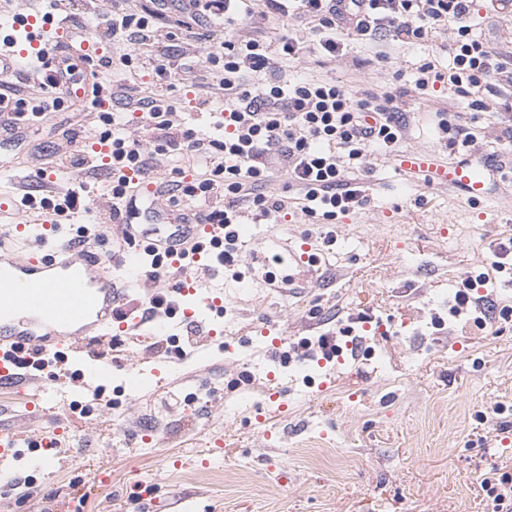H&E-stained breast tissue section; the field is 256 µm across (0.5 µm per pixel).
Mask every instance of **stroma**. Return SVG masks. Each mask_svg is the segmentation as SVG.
<instances>
[{"instance_id": "stroma-1", "label": "stroma", "mask_w": 512, "mask_h": 512, "mask_svg": "<svg viewBox=\"0 0 512 512\" xmlns=\"http://www.w3.org/2000/svg\"><path fill=\"white\" fill-rule=\"evenodd\" d=\"M286 23L269 14L228 32L270 40ZM196 29L205 40L228 33L206 21ZM158 46L188 65L167 90L177 122L216 135L221 101L184 97L204 57L164 38ZM426 57L447 67V34L414 45L352 41L347 64L313 54L280 81L333 77L356 94L387 93L404 115L402 146L411 152L451 162L512 152L482 139L448 148L437 110L452 108L470 127L485 125L486 116L464 99L418 94L415 65ZM70 128L88 140L105 125L97 109L73 106L35 119L22 143H0V194L14 200L0 214V238L14 225L37 223L16 205L23 194L42 198L74 177L37 174L44 155L67 151L62 133ZM76 177L96 201L79 220L95 226L102 250L111 251L117 226L106 171L88 165ZM362 184L364 208L332 224L242 209L236 264L217 279L225 332L197 344L190 360L134 358L112 339L99 342L109 359L100 384L111 390L136 378L129 401L138 414L170 404L157 440L114 435L105 413L70 412L50 398L29 411L20 395H0V426L24 412L30 428H50L53 408L63 413L71 448L65 463L44 466L31 482L30 457L13 461L24 482L0 487V512H487L480 487L487 463L512 471V182L497 180L474 204L457 188L399 171L393 155L375 149ZM496 259L502 271L492 270ZM287 272L292 292L267 285V275ZM480 274L489 277L480 307L458 309L462 282ZM329 333L341 346L362 340V357L319 366L320 351L302 344ZM272 336L286 337L280 352H272ZM206 384L215 395L198 399ZM496 404L502 414L491 413ZM259 413L262 431L254 426ZM144 481L155 484L154 495L133 499V486Z\"/></svg>"}]
</instances>
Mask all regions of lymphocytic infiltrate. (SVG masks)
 I'll list each match as a JSON object with an SVG mask.
<instances>
[{
	"instance_id": "1",
	"label": "lymphocytic infiltrate",
	"mask_w": 512,
	"mask_h": 512,
	"mask_svg": "<svg viewBox=\"0 0 512 512\" xmlns=\"http://www.w3.org/2000/svg\"><path fill=\"white\" fill-rule=\"evenodd\" d=\"M232 0H149L142 12L117 10L96 26L94 42L116 45L117 58H101L132 65L151 64L153 79L165 82L177 68L174 60L156 58L159 37L187 39L193 20L235 26L252 16L251 7L236 13ZM477 0H263L268 12L293 20L274 40L228 37L207 46L208 66L197 81L200 89L216 86L224 97V130L220 136H199L178 127L174 108L165 94L138 99L140 111L154 135L153 152L142 143L116 134L112 137L110 164L112 220L124 225L123 240L132 244L136 231L126 214L141 201L134 192L138 182L150 181L153 154L191 147L201 159L188 178L168 188V202L181 209L187 223L219 224L224 228V263L232 265L238 250L235 226L238 202H246L262 215L291 209L301 216L331 223L363 207L359 186L347 174L369 171L371 147L395 152L402 139L403 118L396 108L378 100L372 90L360 99L336 79L306 77L288 84L267 80L269 72L300 65L317 53L344 62L345 40L374 39L386 34L399 44H411L435 33L448 35L447 69L425 58L416 67L415 88L426 94L442 85L452 97L470 99L472 105L491 112L486 127L496 140L512 141V51L492 47L478 32ZM307 25L311 37H298L295 24ZM14 103L13 112L0 113V131L22 139L21 112H57L62 108L44 82L28 90L0 83V101ZM285 172L295 192L283 196L271 191L275 173Z\"/></svg>"
}]
</instances>
